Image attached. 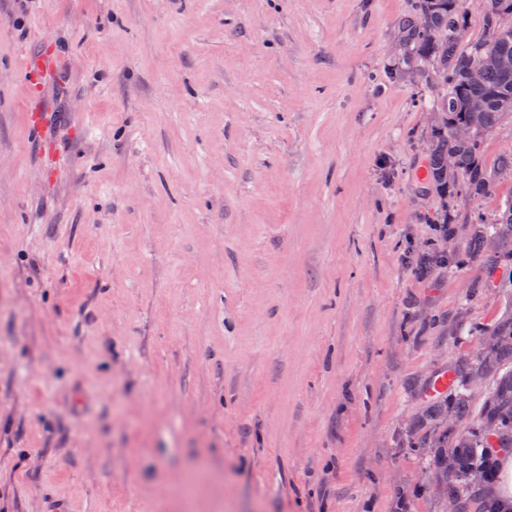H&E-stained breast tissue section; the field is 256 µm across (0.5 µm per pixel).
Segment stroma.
I'll return each instance as SVG.
<instances>
[{"label": "stroma", "instance_id": "stroma-1", "mask_svg": "<svg viewBox=\"0 0 512 512\" xmlns=\"http://www.w3.org/2000/svg\"><path fill=\"white\" fill-rule=\"evenodd\" d=\"M416 3L0 0V512H441L423 390L502 301L426 218L512 175L420 191Z\"/></svg>", "mask_w": 512, "mask_h": 512}]
</instances>
